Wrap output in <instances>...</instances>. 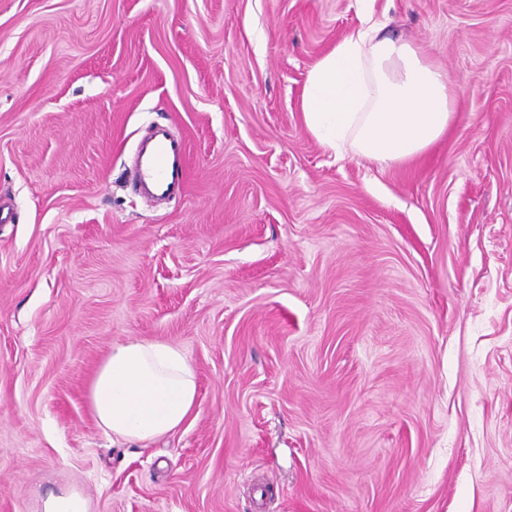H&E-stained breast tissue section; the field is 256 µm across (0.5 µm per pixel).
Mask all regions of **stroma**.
Instances as JSON below:
<instances>
[{
    "label": "stroma",
    "mask_w": 512,
    "mask_h": 512,
    "mask_svg": "<svg viewBox=\"0 0 512 512\" xmlns=\"http://www.w3.org/2000/svg\"><path fill=\"white\" fill-rule=\"evenodd\" d=\"M366 9L458 103L388 167L302 115ZM0 198V512H512V0H0ZM127 339L197 373L146 448L88 405ZM141 180L149 193L167 195L174 184L186 180L187 148L183 141L174 140L164 132L143 146ZM90 501L77 485H67L47 492L41 498L43 512H90Z\"/></svg>",
    "instance_id": "35a3bbf8"
}]
</instances>
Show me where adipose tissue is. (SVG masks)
I'll return each instance as SVG.
<instances>
[{"mask_svg":"<svg viewBox=\"0 0 512 512\" xmlns=\"http://www.w3.org/2000/svg\"><path fill=\"white\" fill-rule=\"evenodd\" d=\"M455 110L448 75L418 48L385 35L369 11L312 66L302 97L304 123L325 146L352 149L380 166L422 154L447 131ZM88 402L113 440L146 446L191 418L196 371L169 343L117 342L90 380Z\"/></svg>","mask_w":512,"mask_h":512,"instance_id":"ef3b65f1","label":"adipose tissue"}]
</instances>
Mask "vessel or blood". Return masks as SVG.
Here are the masks:
<instances>
[{"mask_svg":"<svg viewBox=\"0 0 512 512\" xmlns=\"http://www.w3.org/2000/svg\"><path fill=\"white\" fill-rule=\"evenodd\" d=\"M141 180L149 193L168 194L173 185L183 183L186 176L187 148L184 142L158 133L143 146Z\"/></svg>","mask_w":512,"mask_h":512,"instance_id":"1","label":"vessel or blood"}]
</instances>
